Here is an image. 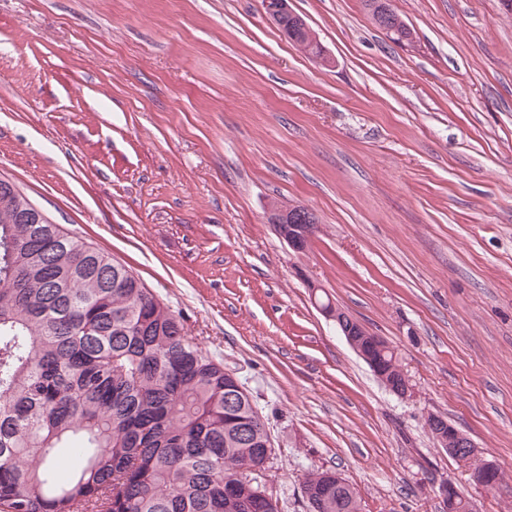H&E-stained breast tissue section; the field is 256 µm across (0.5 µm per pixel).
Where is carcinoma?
<instances>
[{"label": "carcinoma", "mask_w": 512, "mask_h": 512, "mask_svg": "<svg viewBox=\"0 0 512 512\" xmlns=\"http://www.w3.org/2000/svg\"><path fill=\"white\" fill-rule=\"evenodd\" d=\"M303 16L280 28L308 55ZM0 187V512H279L248 477L268 468L265 421L224 363L205 353L125 265ZM362 339L392 384L394 350ZM67 448L81 466L58 477ZM452 457L473 472L474 448ZM309 512H361L330 469L304 475Z\"/></svg>", "instance_id": "carcinoma-1"}]
</instances>
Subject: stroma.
<instances>
[{"label": "stroma", "mask_w": 512, "mask_h": 512, "mask_svg": "<svg viewBox=\"0 0 512 512\" xmlns=\"http://www.w3.org/2000/svg\"><path fill=\"white\" fill-rule=\"evenodd\" d=\"M329 59L262 0H0V178L139 276L234 371L273 437L262 480L306 512L332 469L362 512H448L476 489L428 433H466L512 477V12L502 0H288ZM318 216L295 253L273 203ZM318 292H311V284ZM384 337L385 389L313 295ZM263 6L268 19L275 24H277V21H279L282 15L291 13L283 18L279 27L303 52L308 55L314 53L315 48L319 45L316 36L309 26L304 28L302 26L298 27V23L301 19L305 21V18L302 15L291 12L288 7V0H265ZM303 21L302 23L307 26V22L305 21V23Z\"/></svg>", "instance_id": "stroma-1"}]
</instances>
